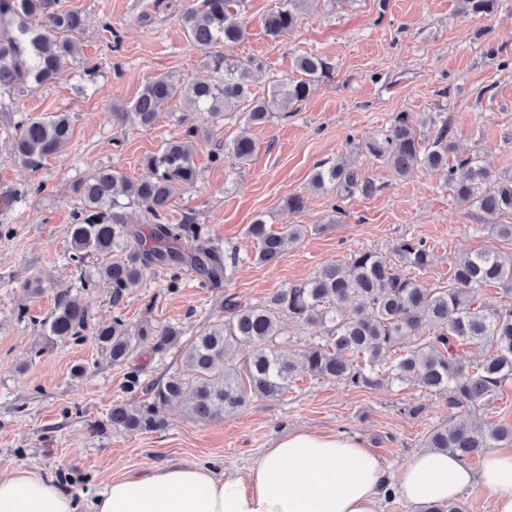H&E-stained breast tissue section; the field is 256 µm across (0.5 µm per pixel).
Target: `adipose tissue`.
I'll use <instances>...</instances> for the list:
<instances>
[{"instance_id":"ef3b65f1","label":"adipose tissue","mask_w":512,"mask_h":512,"mask_svg":"<svg viewBox=\"0 0 512 512\" xmlns=\"http://www.w3.org/2000/svg\"><path fill=\"white\" fill-rule=\"evenodd\" d=\"M480 485L492 512H512V448H494L479 471L427 448L390 477L364 442L347 433L294 430L265 449L244 474L206 466L154 467L113 479L94 512H379L384 488L414 512H438ZM52 480L18 469L0 475V512H77Z\"/></svg>"}]
</instances>
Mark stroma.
<instances>
[{"mask_svg":"<svg viewBox=\"0 0 512 512\" xmlns=\"http://www.w3.org/2000/svg\"><path fill=\"white\" fill-rule=\"evenodd\" d=\"M61 2L88 17L80 54L55 83L19 94L15 111L0 113V195L26 182L45 186L23 207L0 214V472L23 468L52 479L77 499L78 512H92L96 493L114 478L172 464L242 474L279 437L306 428L359 435L389 475H397L424 449L427 432L447 423L443 397L416 385L354 388L303 375L284 399L254 400L230 418L202 424L174 405L158 432L99 431L96 423L113 404L139 400V391L128 388L131 372L144 383L181 374V354L175 348L154 352L151 339L139 338L127 363L116 366L91 328L45 348L41 322L67 291L90 308L94 324L120 313L131 325H178L190 337L223 317L225 296L260 302L356 250L387 254L400 240H424L432 254L424 282L431 288L447 282L465 254L512 252L511 242L484 231L488 216L444 188L439 173L418 169L400 178L364 148L399 113H408L425 138L434 122L445 119L457 154L478 152L493 175H512V0H499L483 17L465 13L461 0H348L342 6L307 0L295 30L277 42L261 23L271 0H241L247 35L232 53L262 64L257 92L269 90L271 75L294 74L300 54L326 56L336 70L292 116L256 130L261 149L248 165L210 161L238 132L237 123L213 128L197 146L200 179L173 196L169 218H192L207 225L220 246L239 249L233 277L202 288L186 266L172 289L168 274L160 272L117 307L107 286L81 287V278H96L97 259H88L79 274L68 262V229L80 205L75 187L97 167L139 179L142 158L180 135L165 113L148 128L113 125L107 114L150 80L166 77L178 85L186 77H206L202 54L178 21L197 0ZM60 111L72 121L70 142L39 171L22 168L4 127L22 113ZM339 158L381 185V192L341 201L335 192L313 190L316 164ZM292 194L303 196L302 210L284 208ZM335 203L341 214H333ZM260 215L277 231L291 224L305 228L272 263L256 262L255 245L246 237ZM34 281L42 288L36 296L27 290ZM406 405L419 406L420 414H402Z\"/></svg>","mask_w":512,"mask_h":512,"instance_id":"obj_1","label":"stroma"}]
</instances>
